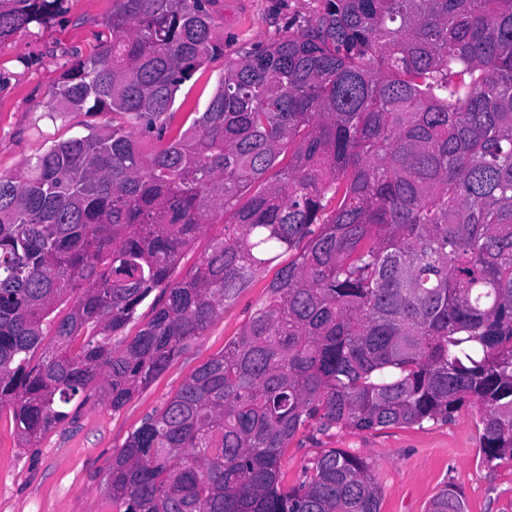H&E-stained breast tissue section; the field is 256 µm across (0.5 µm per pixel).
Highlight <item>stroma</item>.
I'll use <instances>...</instances> for the list:
<instances>
[{
  "label": "stroma",
  "mask_w": 512,
  "mask_h": 512,
  "mask_svg": "<svg viewBox=\"0 0 512 512\" xmlns=\"http://www.w3.org/2000/svg\"><path fill=\"white\" fill-rule=\"evenodd\" d=\"M113 5L67 0L53 20L0 42V174L17 173L57 142L111 133V113L59 111L53 92L71 61L93 55L105 39ZM321 8L320 0H209L210 39L224 53L182 84L166 119L169 135L183 132L205 110L226 60L267 46L281 32L303 29ZM278 269L273 263L254 276L202 336L119 410L94 394L72 402L69 421L34 448L19 447L11 412H0V512H112L104 483L113 453L196 368L239 337ZM478 417L465 407L445 423L369 431L309 428L284 449L279 480L288 490L298 486L317 453L337 448L371 465L379 512H426L448 484L462 492L467 512H512V465L485 460Z\"/></svg>",
  "instance_id": "1"
}]
</instances>
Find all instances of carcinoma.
Masks as SVG:
<instances>
[{"instance_id": "cac0c4a2", "label": "carcinoma", "mask_w": 512, "mask_h": 512, "mask_svg": "<svg viewBox=\"0 0 512 512\" xmlns=\"http://www.w3.org/2000/svg\"><path fill=\"white\" fill-rule=\"evenodd\" d=\"M117 2L55 96L161 140L180 85L223 54L208 0ZM64 9L0 0V42ZM283 252L240 337L112 454L115 512H379L370 465L340 449L279 486L284 448L315 422L476 407L486 460L512 463V0H323L306 29L225 63L205 111L150 158L119 123L1 174L0 410L19 447L99 385L123 407ZM159 286L152 319L122 335ZM465 510L452 485L428 508ZM203 231L195 240L194 244L187 249L181 260L171 273L170 280H180L185 277L190 270L200 261L201 257L207 251L211 242L224 235V221H212L204 224Z\"/></svg>"}]
</instances>
